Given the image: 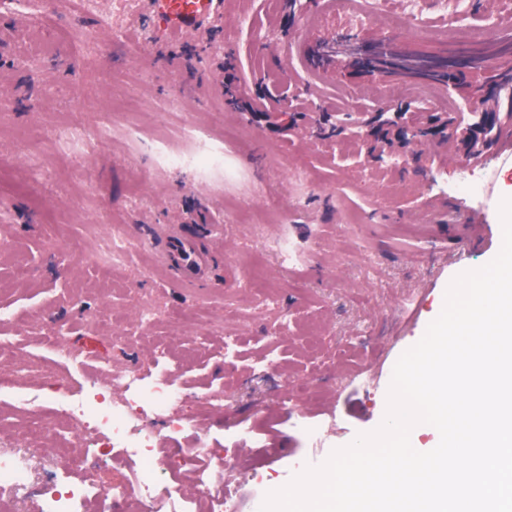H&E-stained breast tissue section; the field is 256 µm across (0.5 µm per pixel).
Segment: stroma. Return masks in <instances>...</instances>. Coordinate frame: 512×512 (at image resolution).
Listing matches in <instances>:
<instances>
[{
  "label": "stroma",
  "instance_id": "obj_1",
  "mask_svg": "<svg viewBox=\"0 0 512 512\" xmlns=\"http://www.w3.org/2000/svg\"><path fill=\"white\" fill-rule=\"evenodd\" d=\"M289 2L224 0L213 24L181 43L157 38L148 0H101L102 25L78 0L0 8V339L14 345L0 375L46 396L28 408L0 395V438L29 459L35 480L56 472L57 449L80 443L51 410L57 386H84L105 363L147 366L171 345L167 374L184 394L174 411L194 427L146 429L163 448L234 449L233 512H259L267 492L381 424L394 366L451 281L499 253L512 163L493 149L449 152L437 135L390 146L360 132L376 109L396 132L407 110L418 122L430 110L458 117L463 93L393 75L321 84L283 58L316 30L353 43L372 32L414 38L426 50L443 31L446 48L481 45L496 31L473 14L488 8L512 25V0H466L465 21L456 0H416L414 21L404 0L329 13L304 0L298 14ZM252 99L268 102L267 114L239 110ZM61 128L71 134L63 147ZM160 140L188 158L222 144L224 165L162 167ZM465 166L495 171L488 203L451 194ZM474 222L490 227L479 246L468 240ZM89 224L101 240L124 225L146 241L147 258L111 276L77 248ZM168 227L211 255L205 284L173 280L157 243ZM282 239L292 262L276 251ZM269 288L280 310L257 312L254 295ZM144 301L198 318L176 327L163 315L143 330ZM130 329L138 337L117 343ZM228 333L241 339L229 360ZM61 349L70 360L50 367ZM213 385L224 388L220 414L206 399ZM324 420L332 428L312 444L301 424ZM34 421L43 433L21 446Z\"/></svg>",
  "mask_w": 512,
  "mask_h": 512
}]
</instances>
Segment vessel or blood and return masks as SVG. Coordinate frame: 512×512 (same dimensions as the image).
<instances>
[{
    "label": "vessel or blood",
    "mask_w": 512,
    "mask_h": 512,
    "mask_svg": "<svg viewBox=\"0 0 512 512\" xmlns=\"http://www.w3.org/2000/svg\"><path fill=\"white\" fill-rule=\"evenodd\" d=\"M221 0H150L157 33L166 40L181 41L208 25L218 14ZM164 252L182 280L203 284L211 258L195 236L176 233L166 238Z\"/></svg>",
    "instance_id": "b4317fda"
}]
</instances>
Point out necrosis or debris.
Here are the masks:
<instances>
[{
  "label": "necrosis or debris",
  "mask_w": 512,
  "mask_h": 512,
  "mask_svg": "<svg viewBox=\"0 0 512 512\" xmlns=\"http://www.w3.org/2000/svg\"><path fill=\"white\" fill-rule=\"evenodd\" d=\"M179 398L166 374L141 369L113 373L112 389L107 393L93 378L79 391L57 388L55 412L83 433L79 466H95L103 449L109 448L132 463L131 474L110 485L84 481L63 489L52 478L37 485L19 457L1 451L0 486H10L20 495L37 493L41 512H87L93 503L98 512H195L178 486L156 480V436L144 427L145 421L157 420L166 423L172 433L188 429L189 419L169 415ZM235 469V459L228 453L200 472L198 483L211 499L210 512H229L230 499L224 487Z\"/></svg>",
  "instance_id": "necrosis-or-debris-1"
}]
</instances>
